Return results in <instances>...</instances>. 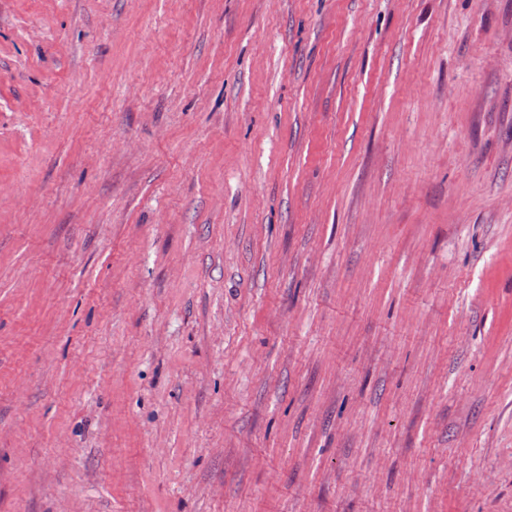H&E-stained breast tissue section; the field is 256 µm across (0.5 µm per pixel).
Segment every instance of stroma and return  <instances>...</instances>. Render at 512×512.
I'll list each match as a JSON object with an SVG mask.
<instances>
[{"label":"stroma","instance_id":"1","mask_svg":"<svg viewBox=\"0 0 512 512\" xmlns=\"http://www.w3.org/2000/svg\"><path fill=\"white\" fill-rule=\"evenodd\" d=\"M0 512H512V0H0Z\"/></svg>","mask_w":512,"mask_h":512}]
</instances>
